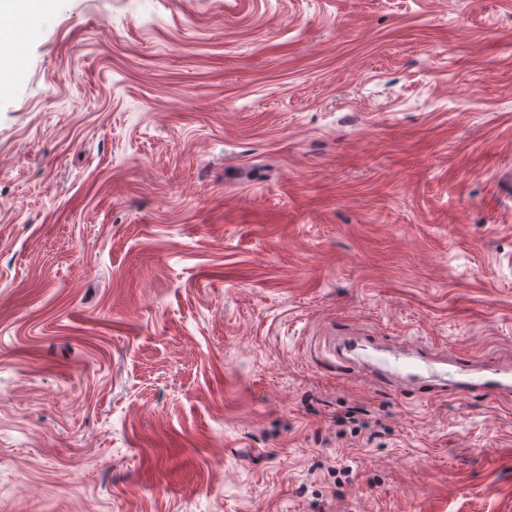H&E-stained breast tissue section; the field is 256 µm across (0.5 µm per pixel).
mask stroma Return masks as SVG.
I'll use <instances>...</instances> for the list:
<instances>
[{
	"mask_svg": "<svg viewBox=\"0 0 512 512\" xmlns=\"http://www.w3.org/2000/svg\"><path fill=\"white\" fill-rule=\"evenodd\" d=\"M50 2L0 31V512H512V397L333 350L512 361V0Z\"/></svg>",
	"mask_w": 512,
	"mask_h": 512,
	"instance_id": "1",
	"label": "stroma"
}]
</instances>
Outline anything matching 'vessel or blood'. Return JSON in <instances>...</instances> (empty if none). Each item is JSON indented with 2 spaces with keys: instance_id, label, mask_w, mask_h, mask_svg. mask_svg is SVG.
Instances as JSON below:
<instances>
[{
  "instance_id": "obj_1",
  "label": "vessel or blood",
  "mask_w": 512,
  "mask_h": 512,
  "mask_svg": "<svg viewBox=\"0 0 512 512\" xmlns=\"http://www.w3.org/2000/svg\"><path fill=\"white\" fill-rule=\"evenodd\" d=\"M363 368L376 380H386L400 390L450 388L459 398L479 393L503 396L512 393V366L487 364L473 369L461 356L438 357L422 348L384 350L363 360Z\"/></svg>"
}]
</instances>
